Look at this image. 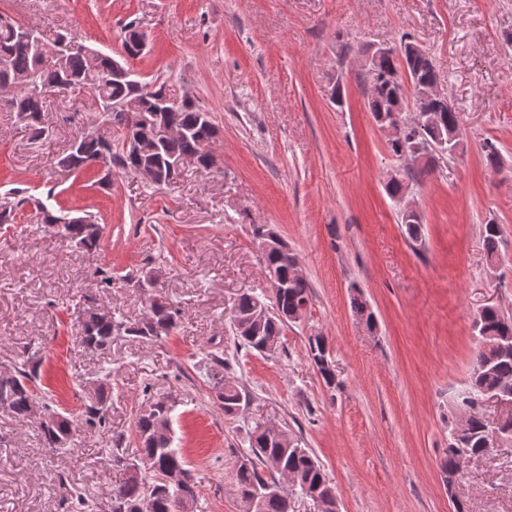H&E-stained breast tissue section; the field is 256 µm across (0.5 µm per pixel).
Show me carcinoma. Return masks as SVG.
<instances>
[{
    "mask_svg": "<svg viewBox=\"0 0 512 512\" xmlns=\"http://www.w3.org/2000/svg\"><path fill=\"white\" fill-rule=\"evenodd\" d=\"M24 23L9 15L0 14V86L21 83L22 87L10 105L27 120L26 127L34 138L43 135L41 118L45 112L46 94L66 90L73 85L87 81L91 67H96L98 75L90 83L96 102L107 113L110 122L116 126L117 143L112 138L101 135L88 138L77 136L62 155L57 165L73 172L86 170L102 164L107 171L112 166L138 172L145 168L155 172L154 186H166L170 179L168 163L174 158H193L199 168H209L208 162L199 155L200 142L213 137L217 127L210 113L189 100L168 107L166 111L170 124L179 130L173 138L157 142L155 150L145 156H133L125 151L124 138L127 128L136 123L137 114L125 112L121 102L135 95L142 96L145 111L154 110L157 101L166 98L163 86L142 82L132 78V73L122 76L112 71L113 58L87 46L75 36L60 35L55 42H66L69 46L62 58L49 61V55L41 57L31 51L20 37L19 29ZM144 36L140 28L130 23L125 26L123 50L132 58L139 56L137 39ZM402 54L387 57L380 61L375 70H368L370 88L367 97L369 112L379 124H399L398 103L405 100L403 75H408L412 89L440 83L434 62L429 52L412 41L400 43ZM413 118L398 129L389 148L394 156L415 159L423 155L436 140L459 130L458 116L434 107L430 102L415 103ZM31 210L37 222L47 226H58L57 233L64 235L75 245L88 252L99 247L102 228L95 216L85 214L78 223H73L67 214H55L33 195L20 191L0 197V224L13 223L21 211ZM407 237L416 242L422 236V222L419 218L401 213ZM483 242L487 258L493 260L498 254L501 238L499 225L490 222L483 225ZM266 268L272 287L273 312L265 315L255 330L243 328L266 302L252 293L241 294L235 303L232 332L236 346L256 352H263L269 343L278 344L283 330L290 324L299 322L312 303V289L306 278L295 275L296 258L285 242L277 248L265 251ZM180 310L157 290L149 297V306L141 321L128 324L116 317L105 320L87 306L79 316L80 335L84 346L101 354L109 351L114 338L118 336L159 337L167 335L177 325ZM474 328L484 340L475 359L470 376L468 396L464 399L469 406V429L456 441L448 444L447 456L442 462L443 481L446 484L455 478L457 453L466 451L473 457L483 455L482 441L486 425L476 407L484 395L498 391L502 386L512 387V318L506 317L495 306H486L477 315ZM309 356L313 360L323 381L332 385L335 371L320 364V357L326 341H308ZM38 379L36 365L21 364L12 377L0 378V407L24 421L34 402L31 386ZM216 399L227 416L234 415V409L241 405L243 394L239 386L228 382L215 386ZM171 405L160 399L148 410L139 414L135 421L139 436L141 459L149 466V478L136 474L128 477L112 490L109 501L101 512H133L132 505L146 497L151 498L150 512H174L179 505L187 512L190 501L195 499V490L185 468L180 452L171 447L168 435L158 436L154 430V419H169ZM108 406L104 398L85 407L84 424L90 428L106 425ZM39 435L46 448H55L66 441V435L75 432L70 419L62 414L51 427L38 425ZM249 464H238L236 485L239 490L261 493L260 512H293L292 497L317 493L331 496L333 490L327 483L323 469L314 453L307 448L295 445L284 446L263 432L251 438V448L242 455ZM291 472L296 476L297 485L286 490L280 487L276 476L279 472Z\"/></svg>",
    "mask_w": 512,
    "mask_h": 512,
    "instance_id": "cac0c4a2",
    "label": "carcinoma"
}]
</instances>
